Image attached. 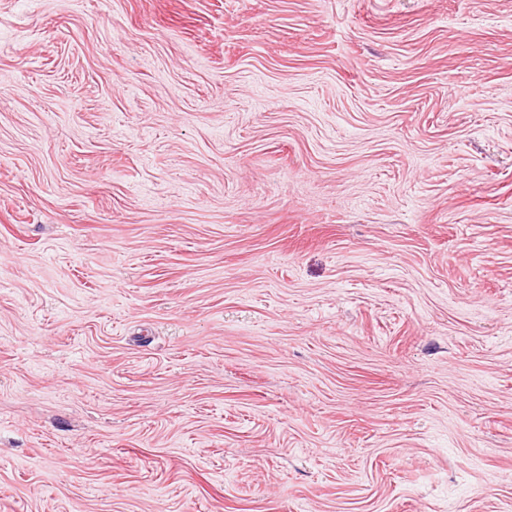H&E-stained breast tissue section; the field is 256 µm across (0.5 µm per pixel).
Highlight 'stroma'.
Returning a JSON list of instances; mask_svg holds the SVG:
<instances>
[{"instance_id": "obj_1", "label": "stroma", "mask_w": 512, "mask_h": 512, "mask_svg": "<svg viewBox=\"0 0 512 512\" xmlns=\"http://www.w3.org/2000/svg\"><path fill=\"white\" fill-rule=\"evenodd\" d=\"M0 512H512V0H0Z\"/></svg>"}]
</instances>
